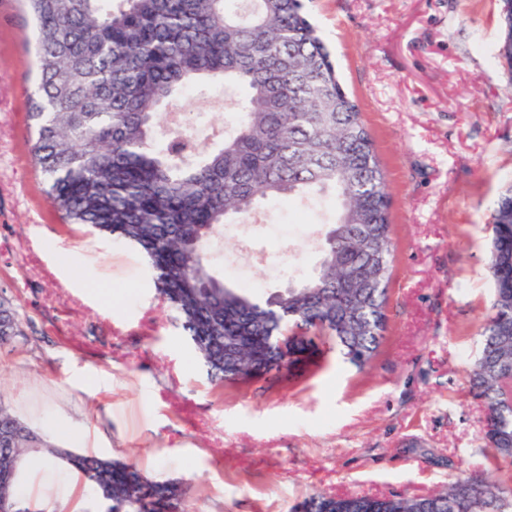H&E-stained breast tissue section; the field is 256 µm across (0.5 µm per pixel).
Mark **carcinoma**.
<instances>
[{
	"mask_svg": "<svg viewBox=\"0 0 512 512\" xmlns=\"http://www.w3.org/2000/svg\"><path fill=\"white\" fill-rule=\"evenodd\" d=\"M35 21L31 153L48 198L68 224L135 248L154 286L216 385L249 382L256 355L298 331L292 355L319 366L338 349L356 367L382 343L392 271L391 199L374 139L303 0H22ZM224 86L242 95L232 130L198 142L196 128L165 126L167 108ZM331 197L318 265L264 296L230 288L210 253L224 225L262 200ZM492 300L482 349L466 370L493 427V456L512 466V185L489 218ZM21 335L0 299V345ZM80 473L104 512L186 510L188 487L155 481L121 459L50 443L0 405V491L21 501L26 457ZM292 512H512V489L482 473L410 497L313 493Z\"/></svg>",
	"mask_w": 512,
	"mask_h": 512,
	"instance_id": "obj_1",
	"label": "carcinoma"
}]
</instances>
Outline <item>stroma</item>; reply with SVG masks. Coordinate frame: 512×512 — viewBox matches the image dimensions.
Segmentation results:
<instances>
[{
  "instance_id": "1",
  "label": "stroma",
  "mask_w": 512,
  "mask_h": 512,
  "mask_svg": "<svg viewBox=\"0 0 512 512\" xmlns=\"http://www.w3.org/2000/svg\"><path fill=\"white\" fill-rule=\"evenodd\" d=\"M386 170L388 329L364 369L329 354L288 379L212 385L141 255L63 223L28 142L32 21L0 0V297L23 331L0 346V405L58 446L127 459L188 487L189 512H290L308 494L425 495L485 470V404L466 379L491 295L488 218L512 182V80L499 0H306ZM199 138L232 96L187 97ZM323 211L264 201L224 227V282L285 286L319 258ZM39 512H98L77 475L28 461Z\"/></svg>"
}]
</instances>
